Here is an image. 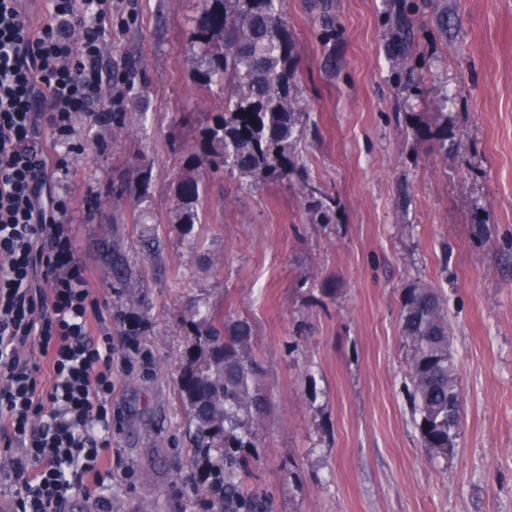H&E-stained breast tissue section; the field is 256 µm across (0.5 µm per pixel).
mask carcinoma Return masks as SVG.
<instances>
[{"label":"carcinoma","mask_w":512,"mask_h":512,"mask_svg":"<svg viewBox=\"0 0 512 512\" xmlns=\"http://www.w3.org/2000/svg\"><path fill=\"white\" fill-rule=\"evenodd\" d=\"M189 42L194 81L222 100V106L196 128L198 151L191 154L176 188L177 224L189 234L200 223L203 185L194 175L206 163L243 182L300 179L306 195L319 192L294 158L299 153L306 104L295 83V44L282 0H202L192 21ZM410 23L395 19L393 58L405 67ZM418 139L436 136L448 149V123L438 133L426 124L414 128ZM186 322L192 345L181 361L177 389L195 447L213 457L223 478L214 496L224 512H268V501L242 491L240 472L257 447L267 403L254 355V332L242 318L229 321L210 306L197 308ZM401 332L408 353V389L413 421L425 448L448 456L460 436L459 380L448 352V302L425 281L402 290Z\"/></svg>","instance_id":"carcinoma-1"}]
</instances>
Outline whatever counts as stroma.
I'll list each match as a JSON object with an SVG mask.
<instances>
[{
    "label": "stroma",
    "instance_id": "35a3bbf8",
    "mask_svg": "<svg viewBox=\"0 0 512 512\" xmlns=\"http://www.w3.org/2000/svg\"><path fill=\"white\" fill-rule=\"evenodd\" d=\"M200 7L114 0L112 109L76 117V167L52 185L72 199L112 336L110 512H214L176 391L197 306L253 326L271 403L243 487L271 512H512V0H284L310 105L299 163L330 219L314 223L296 179L202 168L196 246L173 198L179 144L219 105L185 61ZM399 14L408 91L392 63ZM442 110L445 154L414 137ZM418 280L452 322L462 418L445 457L425 448L405 390L400 294Z\"/></svg>",
    "mask_w": 512,
    "mask_h": 512
}]
</instances>
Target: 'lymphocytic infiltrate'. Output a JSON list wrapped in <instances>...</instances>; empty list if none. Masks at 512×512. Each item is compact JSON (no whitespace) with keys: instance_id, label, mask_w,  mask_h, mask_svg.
<instances>
[{"instance_id":"1","label":"lymphocytic infiltrate","mask_w":512,"mask_h":512,"mask_svg":"<svg viewBox=\"0 0 512 512\" xmlns=\"http://www.w3.org/2000/svg\"><path fill=\"white\" fill-rule=\"evenodd\" d=\"M0 0V481L13 512L106 505L112 466V339L77 255L71 199L44 197L72 173L77 113L111 110L100 65L112 0Z\"/></svg>"}]
</instances>
